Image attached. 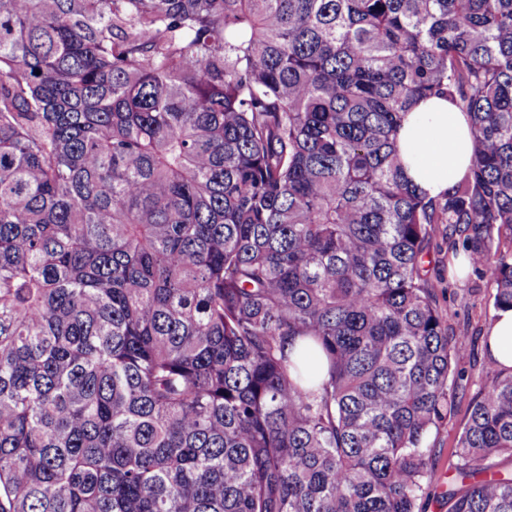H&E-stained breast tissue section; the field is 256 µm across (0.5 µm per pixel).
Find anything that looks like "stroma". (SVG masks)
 Here are the masks:
<instances>
[{
	"mask_svg": "<svg viewBox=\"0 0 512 512\" xmlns=\"http://www.w3.org/2000/svg\"><path fill=\"white\" fill-rule=\"evenodd\" d=\"M452 253L445 231H437L425 267L435 284V302L449 335L463 342L470 355L459 367L464 388L459 391L452 411L429 433L428 477L422 512H448V488L455 479L457 439L468 418L471 398L485 383L489 365L484 340L495 313L491 299L494 285L486 276L450 275L448 258Z\"/></svg>",
	"mask_w": 512,
	"mask_h": 512,
	"instance_id": "1",
	"label": "stroma"
}]
</instances>
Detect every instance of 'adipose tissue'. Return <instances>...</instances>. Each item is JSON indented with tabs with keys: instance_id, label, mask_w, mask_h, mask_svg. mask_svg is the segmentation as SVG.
I'll use <instances>...</instances> for the list:
<instances>
[{
	"instance_id": "ef3b65f1",
	"label": "adipose tissue",
	"mask_w": 512,
	"mask_h": 512,
	"mask_svg": "<svg viewBox=\"0 0 512 512\" xmlns=\"http://www.w3.org/2000/svg\"><path fill=\"white\" fill-rule=\"evenodd\" d=\"M396 149L407 178L422 194L439 197L461 180L471 165L470 120L447 99L421 100L406 113ZM486 350L498 366L512 368V308L496 311Z\"/></svg>"
}]
</instances>
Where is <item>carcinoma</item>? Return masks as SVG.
Listing matches in <instances>:
<instances>
[{
  "instance_id": "1",
  "label": "carcinoma",
  "mask_w": 512,
  "mask_h": 512,
  "mask_svg": "<svg viewBox=\"0 0 512 512\" xmlns=\"http://www.w3.org/2000/svg\"><path fill=\"white\" fill-rule=\"evenodd\" d=\"M442 224L512 307V0H0V512H418ZM455 453L448 512H512L511 370ZM396 149L407 178L431 198L467 173L473 154L469 117L444 98L420 100L404 116Z\"/></svg>"
}]
</instances>
